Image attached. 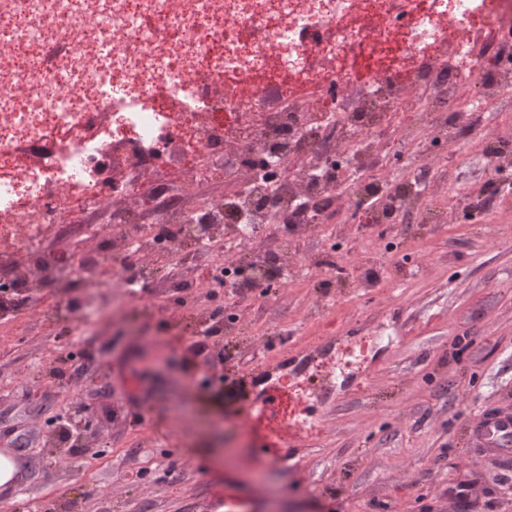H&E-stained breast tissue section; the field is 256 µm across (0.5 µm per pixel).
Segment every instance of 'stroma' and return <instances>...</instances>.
<instances>
[{"label":"stroma","instance_id":"stroma-1","mask_svg":"<svg viewBox=\"0 0 512 512\" xmlns=\"http://www.w3.org/2000/svg\"><path fill=\"white\" fill-rule=\"evenodd\" d=\"M448 172L484 212L397 236L377 274L402 287L282 290L250 313L257 343L212 336L196 353L177 330L184 288L113 305L108 256L96 260L102 288L68 295L98 313L92 334L49 326L46 293L24 302L0 323V448L20 450L0 512H512V453L470 432L483 411H512V191L485 194L478 147L449 149ZM380 322L397 337L318 402L320 442L258 460L246 413L267 380L308 371L311 357L336 356L337 336ZM78 408L92 445L54 434ZM471 478L464 507L450 490Z\"/></svg>","mask_w":512,"mask_h":512}]
</instances>
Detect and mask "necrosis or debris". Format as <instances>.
<instances>
[{"label": "necrosis or debris", "instance_id": "4bbe7bcc", "mask_svg": "<svg viewBox=\"0 0 512 512\" xmlns=\"http://www.w3.org/2000/svg\"><path fill=\"white\" fill-rule=\"evenodd\" d=\"M2 33L0 320L34 289L98 287L87 256L40 248L89 215L117 298L204 259L193 298L224 305L191 332L237 335L279 291L345 278L338 225L372 253L391 225L451 223L449 144L512 176L485 118L512 98V0H0ZM189 143L198 166L162 178ZM214 175L223 198L193 199Z\"/></svg>", "mask_w": 512, "mask_h": 512}]
</instances>
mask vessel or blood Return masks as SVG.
I'll return each mask as SVG.
<instances>
[{
    "label": "vessel or blood",
    "instance_id": "obj_1",
    "mask_svg": "<svg viewBox=\"0 0 512 512\" xmlns=\"http://www.w3.org/2000/svg\"><path fill=\"white\" fill-rule=\"evenodd\" d=\"M313 399V392L303 391L295 399L292 409H285L277 386L272 385L252 402L247 421L250 429L260 437L258 454L261 458H275L285 448L305 447L322 434L321 420L310 410ZM472 428L485 446L512 447L511 413H481Z\"/></svg>",
    "mask_w": 512,
    "mask_h": 512
}]
</instances>
